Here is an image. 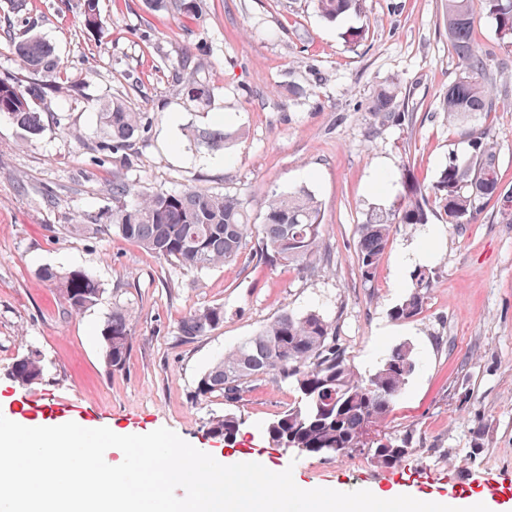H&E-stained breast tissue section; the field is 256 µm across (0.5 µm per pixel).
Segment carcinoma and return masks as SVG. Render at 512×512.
Wrapping results in <instances>:
<instances>
[{
  "mask_svg": "<svg viewBox=\"0 0 512 512\" xmlns=\"http://www.w3.org/2000/svg\"><path fill=\"white\" fill-rule=\"evenodd\" d=\"M448 39L464 68V76L448 87L444 99L448 119L469 121L494 108V99L483 79L485 59L474 40L473 0H446ZM484 11L496 24L502 46L512 48V0H480ZM364 0H315L318 13L330 21L344 14L360 15ZM153 7L172 9L185 18L199 15L203 0H154ZM85 27L102 28L99 0H81ZM16 54L29 69L48 80L61 71L51 47L38 37H29L15 46ZM186 97L198 104L211 99L208 85L195 74L182 77ZM398 89L380 88L374 110L384 118L401 123L406 114L395 111ZM35 90L12 79H0V116L12 120L31 136L44 131L41 113L36 111ZM145 129L144 113L132 110L125 101L113 98L99 112L97 133L101 150L122 159L139 133ZM470 152L464 159L454 157L442 168L436 180L424 186L410 165L400 169L401 191L391 208L370 214L358 225V262L362 277L370 282L384 259L393 229L427 224L433 208L443 212L448 223H473L490 199L500 201L502 213L512 217V194H503L495 165V142L485 132L468 130ZM209 150L225 147L224 129H207L193 135ZM114 207L108 230L139 244L151 254L179 266L205 270L235 260L246 247L264 263L292 266L299 271L313 269L322 250V217L318 199L299 187L271 193L264 206L262 224L250 222L245 203L232 195L201 190L145 192L128 182L120 172L112 175ZM38 277L58 292L71 312L79 314L95 305L102 285L89 271L47 266ZM412 291L399 303L392 317L411 320L425 304L433 280L430 272L416 269L411 275ZM224 321V309L206 308L184 317L179 334L201 336ZM335 326L323 315L309 311L296 314L283 311L255 335L224 354L199 378L195 398L203 400L214 393L227 402L237 399L242 385L258 375L273 373L291 381L298 399L277 420L268 424L269 442L283 448L298 441L319 454L321 448H352L381 468L400 463L413 440V434L399 436L385 431V421L416 370V356L408 344L394 346L374 372L379 395L367 387L368 379L348 362L345 351L333 340ZM105 360L114 370L125 366L132 329L125 310L114 307L102 333ZM43 367L36 355L16 359L10 375L27 386L41 378ZM242 425L231 411L210 422L212 436L226 443L235 442ZM366 435L376 438L367 444Z\"/></svg>",
  "mask_w": 512,
  "mask_h": 512,
  "instance_id": "cac0c4a2",
  "label": "carcinoma"
}]
</instances>
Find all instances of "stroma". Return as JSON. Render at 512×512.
Returning a JSON list of instances; mask_svg holds the SVG:
<instances>
[{
    "label": "stroma",
    "instance_id": "stroma-1",
    "mask_svg": "<svg viewBox=\"0 0 512 512\" xmlns=\"http://www.w3.org/2000/svg\"><path fill=\"white\" fill-rule=\"evenodd\" d=\"M102 31L84 29L79 0H0V78L41 82L21 66L15 42L37 36L61 60L60 92L39 106L45 130L29 137L0 117V414L22 424L25 407L55 401L81 410L86 428L147 434L166 427L230 465L258 455L292 469L295 483L350 492L406 489L427 498H484L489 480L512 486V223L489 200L475 223L394 229L373 282L358 264L359 224L389 208L402 165L431 183L450 157L469 150L449 123L443 100L463 75L446 28V0H365L360 16L330 22L314 0H205L202 16L180 21L147 0H99ZM475 42L486 60L494 111L473 126L496 140L502 191L512 192V52L475 7ZM364 27L356 45L344 37ZM211 89L202 108L184 94L185 70ZM393 84L401 125L376 116V91ZM123 98L150 123L125 167L101 162L97 112ZM222 123L232 138L209 150L191 130ZM146 191L230 194L261 222L271 191L306 187L321 203L329 262L312 273L272 267L244 250L234 262L186 269L155 257L116 231L69 232L105 224L112 174ZM388 190H378L379 182ZM440 235L426 263L433 273L417 317L397 321L409 273L398 254L420 245L429 225ZM44 266L84 268L104 292L75 315L38 277ZM130 313L132 347L124 369L105 361L102 330L114 306ZM222 307L224 321L191 340L181 319ZM322 313L361 375L390 350L410 344L418 365L385 427L411 430V451L392 468L365 457L300 455L268 444L265 426L296 401L294 386L272 375L251 378L234 404L220 394L194 400L201 375L282 311ZM39 355L41 380L19 386L15 359ZM243 425L235 447L208 433L226 409Z\"/></svg>",
    "mask_w": 512,
    "mask_h": 512
}]
</instances>
